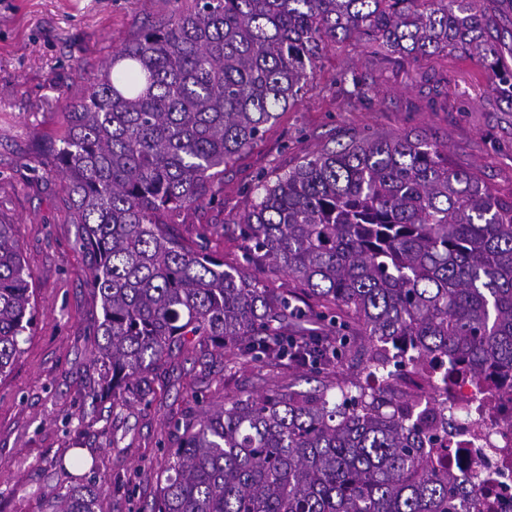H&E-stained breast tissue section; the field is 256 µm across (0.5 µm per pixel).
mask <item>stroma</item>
<instances>
[{
	"instance_id": "35a3bbf8",
	"label": "stroma",
	"mask_w": 512,
	"mask_h": 512,
	"mask_svg": "<svg viewBox=\"0 0 512 512\" xmlns=\"http://www.w3.org/2000/svg\"><path fill=\"white\" fill-rule=\"evenodd\" d=\"M174 8V0H0V220L14 226L37 299L24 352L0 377V512H42L46 496L77 483L101 484L105 512H139L176 444L172 423L227 398L292 381L305 390L316 379L190 350L158 362L147 401L116 407L96 394L91 317L100 306L48 149L65 104L113 51ZM419 68L408 74L384 53L336 44L318 61L312 89L225 167L214 202L182 211L172 232L242 265L239 223L259 178L275 180L323 144L369 135L428 134L450 163L511 194L512 98L496 90L490 69L464 56ZM77 448L95 468H60Z\"/></svg>"
}]
</instances>
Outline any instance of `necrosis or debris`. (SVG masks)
I'll return each instance as SVG.
<instances>
[{
  "label": "necrosis or debris",
  "instance_id": "necrosis-or-debris-1",
  "mask_svg": "<svg viewBox=\"0 0 512 512\" xmlns=\"http://www.w3.org/2000/svg\"><path fill=\"white\" fill-rule=\"evenodd\" d=\"M486 396L484 387L468 383L449 391L455 425L448 467L476 498L493 496L495 512H512V393L496 395L490 411Z\"/></svg>",
  "mask_w": 512,
  "mask_h": 512
}]
</instances>
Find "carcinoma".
I'll return each mask as SVG.
<instances>
[{"label": "carcinoma", "mask_w": 512, "mask_h": 512, "mask_svg": "<svg viewBox=\"0 0 512 512\" xmlns=\"http://www.w3.org/2000/svg\"><path fill=\"white\" fill-rule=\"evenodd\" d=\"M497 18L481 0H192L133 41L67 105L55 153L101 316L93 358L112 403L144 398L146 373L198 344L242 358L328 369L329 320L369 349L384 388L326 380L233 397L175 425L149 512H480L448 457V401L384 397L404 367L431 388L468 369L512 373V196L454 168L426 136L323 147L260 180L241 232L245 264L297 282L270 293L244 270L170 235L167 221L215 197L222 167L308 86L329 48L363 42L415 63L453 51L484 61ZM13 225L0 223V376L37 308ZM45 512H100L93 486Z\"/></svg>", "instance_id": "cac0c4a2"}]
</instances>
